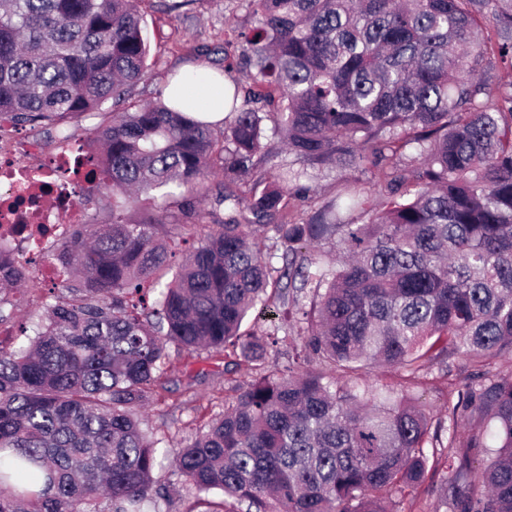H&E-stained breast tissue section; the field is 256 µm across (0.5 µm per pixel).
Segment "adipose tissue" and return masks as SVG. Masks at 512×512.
Segmentation results:
<instances>
[{
	"label": "adipose tissue",
	"mask_w": 512,
	"mask_h": 512,
	"mask_svg": "<svg viewBox=\"0 0 512 512\" xmlns=\"http://www.w3.org/2000/svg\"><path fill=\"white\" fill-rule=\"evenodd\" d=\"M189 111L210 121L224 116V84L215 80L208 68L200 67L175 80L167 89Z\"/></svg>",
	"instance_id": "1"
}]
</instances>
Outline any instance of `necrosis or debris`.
<instances>
[{"label":"necrosis or debris","instance_id":"4bbe7bcc","mask_svg":"<svg viewBox=\"0 0 512 512\" xmlns=\"http://www.w3.org/2000/svg\"><path fill=\"white\" fill-rule=\"evenodd\" d=\"M95 169L69 136L49 148L30 135H0V254L25 261L72 237L88 221L83 199Z\"/></svg>","mask_w":512,"mask_h":512}]
</instances>
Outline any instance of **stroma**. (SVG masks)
I'll return each mask as SVG.
<instances>
[{
  "instance_id": "stroma-1",
  "label": "stroma",
  "mask_w": 512,
  "mask_h": 512,
  "mask_svg": "<svg viewBox=\"0 0 512 512\" xmlns=\"http://www.w3.org/2000/svg\"><path fill=\"white\" fill-rule=\"evenodd\" d=\"M154 7L146 20L150 30L151 52L148 68L142 80L133 88L136 98L145 102L158 100L167 82L181 70L193 67L194 48H212L213 59H228L229 77L242 88L254 84L255 70L246 64V46L237 34L250 28L253 17L245 0H196L185 15L175 16L166 9L167 0H153ZM357 168L340 165L308 170L302 182L310 188L309 201L292 198L288 201L291 215L301 216L311 204L335 196L345 181L360 178ZM64 287L54 290L33 289L20 286L10 293L12 299V324H25L27 331L18 336L5 337L0 344L8 349H19L28 343L29 334L35 333L40 321L41 303L49 296H66ZM171 369L163 389L153 403L146 406L144 418L157 437L162 438L165 449L179 448L189 428L206 425L222 412L224 399L233 387L251 381L254 373L248 364L226 366L224 359L213 358L206 352H188L178 347L169 350ZM450 374L433 368L427 377L415 382L403 379L394 368L368 370L366 378L373 384L394 387L418 398L434 417H441L443 404L455 395L459 385L472 373L473 368L459 358L450 359Z\"/></svg>"
}]
</instances>
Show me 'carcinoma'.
I'll return each mask as SVG.
<instances>
[{"label": "carcinoma", "instance_id": "cac0c4a2", "mask_svg": "<svg viewBox=\"0 0 512 512\" xmlns=\"http://www.w3.org/2000/svg\"><path fill=\"white\" fill-rule=\"evenodd\" d=\"M151 2L0 0V127L98 117L112 193L111 222L47 256L68 297L28 348L0 347V512L169 500L141 413L172 345L256 371L175 458L199 512H397L431 470L449 512H512V376L486 370L512 354V86L491 79L512 66V0H246L257 88L234 86L222 127L132 95ZM267 121L304 166L354 164L383 202L355 180L291 220L286 170L241 192L271 156ZM168 185L183 194L136 216ZM257 308L272 329L243 328ZM279 332L286 366L267 360ZM450 357L475 372L436 421L344 382Z\"/></svg>", "mask_w": 512, "mask_h": 512}]
</instances>
